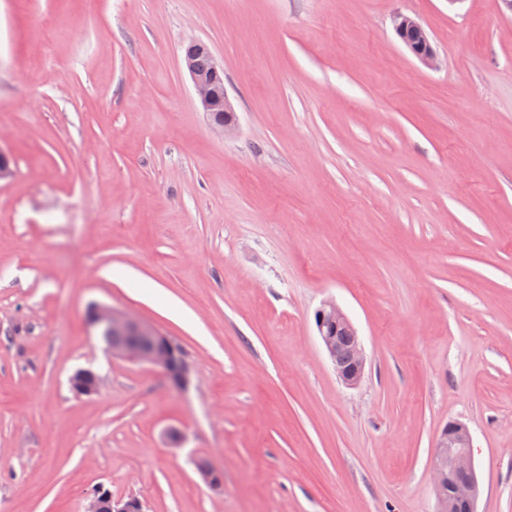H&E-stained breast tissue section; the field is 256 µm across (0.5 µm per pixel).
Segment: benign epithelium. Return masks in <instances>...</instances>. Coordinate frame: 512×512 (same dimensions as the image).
Segmentation results:
<instances>
[{"label":"benign epithelium","mask_w":512,"mask_h":512,"mask_svg":"<svg viewBox=\"0 0 512 512\" xmlns=\"http://www.w3.org/2000/svg\"><path fill=\"white\" fill-rule=\"evenodd\" d=\"M392 27L421 63L428 67L435 65L430 34L416 19L398 12L392 16ZM202 53L210 61L206 71L200 70L197 64V57ZM182 60L200 108L213 130L222 135L234 132L238 128L237 120L223 121L216 117V113L232 112L234 108L224 85V67L218 64L209 46L196 39L187 42ZM314 320L337 376L348 385L357 384L363 377L366 360L349 318L334 300L327 299L315 311ZM90 325L98 335L108 337L104 347L112 355L159 369L177 389L189 383L190 370L181 345L148 322L126 311L98 306ZM89 373L91 369L82 368L70 377L75 392L81 395L99 392V377H94L93 386H87ZM431 473L436 512H450L459 502L467 504L470 512H475L479 482L471 454L470 431L465 424L450 422L441 429L435 443ZM110 512H145V509L138 499H117L112 501Z\"/></svg>","instance_id":"obj_1"}]
</instances>
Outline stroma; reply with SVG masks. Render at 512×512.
Wrapping results in <instances>:
<instances>
[{
  "instance_id": "stroma-1",
  "label": "stroma",
  "mask_w": 512,
  "mask_h": 512,
  "mask_svg": "<svg viewBox=\"0 0 512 512\" xmlns=\"http://www.w3.org/2000/svg\"><path fill=\"white\" fill-rule=\"evenodd\" d=\"M192 39L234 134L200 109ZM0 149V512H83L100 483L146 512H434L451 421L477 512H512L501 0H0ZM328 298L354 386L316 333ZM96 304L175 339L188 388L105 351ZM89 365L101 389L76 395ZM392 27L396 35L410 49L413 55L424 65L433 67L436 63L435 52L431 45L430 34L414 18L403 13L392 16ZM205 53L210 61L208 70L202 71L197 64V57ZM182 60L193 84L200 108L205 112L208 121L216 132L225 135L238 128L237 117L228 120L235 112L224 85V67L218 64L209 46L200 40H191L183 47ZM223 113V121L214 118L216 113ZM224 112H228L227 115ZM315 326L318 336L331 360L337 376L347 385L357 384L365 370V355L358 334L349 318L332 299L322 301L315 311ZM342 328L350 335V347L341 344L338 336L332 340L331 329Z\"/></svg>"
}]
</instances>
